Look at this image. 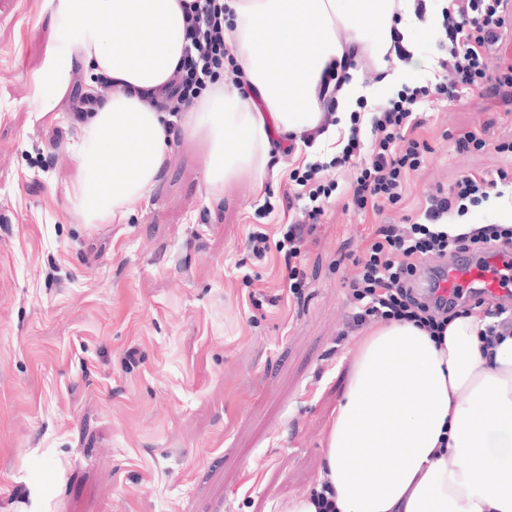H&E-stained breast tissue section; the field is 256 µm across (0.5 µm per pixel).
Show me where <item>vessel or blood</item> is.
Returning a JSON list of instances; mask_svg holds the SVG:
<instances>
[{
  "label": "vessel or blood",
  "instance_id": "obj_1",
  "mask_svg": "<svg viewBox=\"0 0 512 512\" xmlns=\"http://www.w3.org/2000/svg\"><path fill=\"white\" fill-rule=\"evenodd\" d=\"M512 275V247L450 263L440 281V290L449 293L478 292L480 296H506L502 285L506 275Z\"/></svg>",
  "mask_w": 512,
  "mask_h": 512
}]
</instances>
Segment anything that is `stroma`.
Here are the masks:
<instances>
[{
    "label": "stroma",
    "instance_id": "obj_1",
    "mask_svg": "<svg viewBox=\"0 0 512 512\" xmlns=\"http://www.w3.org/2000/svg\"><path fill=\"white\" fill-rule=\"evenodd\" d=\"M56 37L45 0H0V512H282L323 465L355 341L353 258L436 187L512 171V100L425 106L428 150L381 212L354 208L352 170L327 171L339 187L305 237L297 298L277 250L260 260L246 242L299 219L282 195L305 155L216 201L179 138L126 223H83L66 200L76 103L54 122L30 110ZM469 133L485 147L457 152Z\"/></svg>",
    "mask_w": 512,
    "mask_h": 512
}]
</instances>
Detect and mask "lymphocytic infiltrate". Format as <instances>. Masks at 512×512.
Listing matches in <instances>:
<instances>
[{
    "label": "lymphocytic infiltrate",
    "mask_w": 512,
    "mask_h": 512,
    "mask_svg": "<svg viewBox=\"0 0 512 512\" xmlns=\"http://www.w3.org/2000/svg\"><path fill=\"white\" fill-rule=\"evenodd\" d=\"M506 0H452L445 12L448 56L441 60L444 78L435 85H423L401 92L396 100L377 110L371 121L372 153L361 162L352 183L357 209H380L382 203H396L402 197L405 179L417 170L426 145L414 139L421 125L418 108L435 102H453L475 90L512 94V59L499 53ZM187 47L178 72L181 82L172 87L179 103H190L213 81L230 53L224 44V0H193L185 28ZM323 166L315 163L303 174H291L298 186L307 188L309 202L303 221L288 226L282 240L270 244L261 231L252 232L247 247L256 257L269 249L283 252L288 269V288L301 295L307 285L298 261L306 233L321 214L320 197L336 190V183L320 184L316 177ZM512 190V175L470 173L454 186L436 188L425 198L422 221L402 227L376 225L364 256L352 261L354 272L346 281L354 301L347 324L356 331L379 320L412 322L437 335L457 316L459 300L444 296L425 298L409 285L418 264L447 257L453 250L482 252L512 245V229L491 223L455 236L441 231L448 219L464 216L469 207L490 197H504Z\"/></svg>",
    "instance_id": "f902f5d3"
}]
</instances>
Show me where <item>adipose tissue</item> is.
Masks as SVG:
<instances>
[{"label":"adipose tissue","mask_w":512,"mask_h":512,"mask_svg":"<svg viewBox=\"0 0 512 512\" xmlns=\"http://www.w3.org/2000/svg\"><path fill=\"white\" fill-rule=\"evenodd\" d=\"M187 0H48L58 30L31 109L53 112L74 64L112 81L71 149L67 200L87 224H122L147 199L175 138L195 141L212 197L246 179L263 189L282 149L335 143L362 97L382 105L415 84L417 45L443 20L433 0H224L235 63L175 118L144 99L182 58ZM400 33L407 60L374 86L357 67L382 60ZM340 79L322 91L325 71ZM488 317H454L442 340L384 322L352 351L318 485L337 512H512V336L484 351Z\"/></svg>","instance_id":"adipose-tissue-1"}]
</instances>
